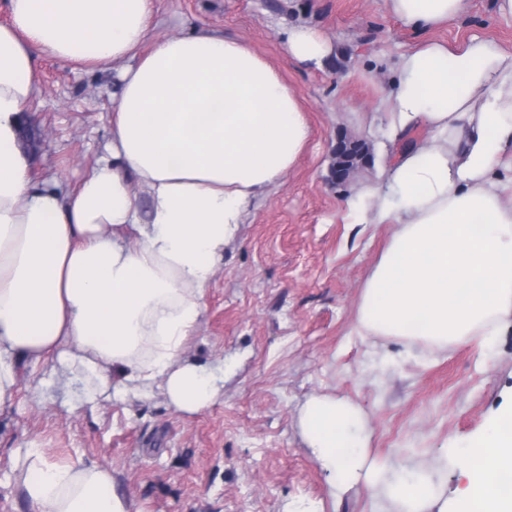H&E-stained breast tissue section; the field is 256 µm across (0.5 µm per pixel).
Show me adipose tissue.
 <instances>
[{"label": "adipose tissue", "instance_id": "1", "mask_svg": "<svg viewBox=\"0 0 512 512\" xmlns=\"http://www.w3.org/2000/svg\"><path fill=\"white\" fill-rule=\"evenodd\" d=\"M427 32L469 0H387ZM0 24V410L24 365L52 361L88 401L162 389L197 413L217 378L186 358L225 246L250 206L297 163L311 129L278 70L242 39L200 29L144 42L154 0H9ZM287 59L322 66L332 44L298 25ZM116 66L107 154L68 195L38 185L19 142L38 55ZM385 105L402 143L374 213L347 224L398 231L367 278L362 336L445 349L492 345L512 317V201L494 179L512 156V51L473 36L430 39L397 59ZM303 439L331 495L366 482L375 512H512V412L459 450L456 500L419 472L370 459L363 411L329 395L300 411ZM32 512H132L111 471L56 462L41 448L13 460Z\"/></svg>", "mask_w": 512, "mask_h": 512}]
</instances>
